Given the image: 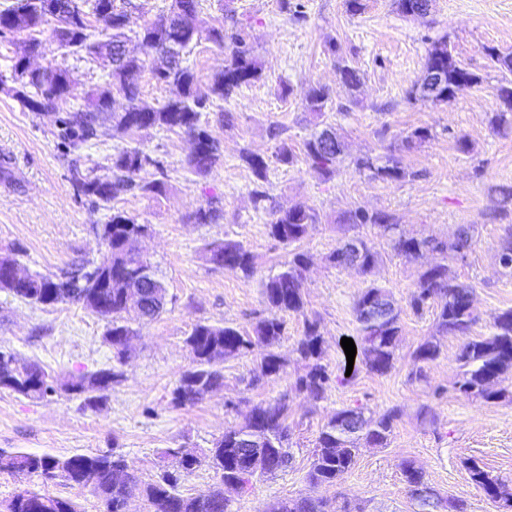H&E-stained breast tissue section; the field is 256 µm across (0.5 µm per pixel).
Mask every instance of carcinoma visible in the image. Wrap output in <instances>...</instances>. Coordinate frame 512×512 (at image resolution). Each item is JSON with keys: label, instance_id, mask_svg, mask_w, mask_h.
Returning <instances> with one entry per match:
<instances>
[{"label": "carcinoma", "instance_id": "cac0c4a2", "mask_svg": "<svg viewBox=\"0 0 512 512\" xmlns=\"http://www.w3.org/2000/svg\"><path fill=\"white\" fill-rule=\"evenodd\" d=\"M133 9L132 0H14L1 8L0 38L24 34L27 40L24 55L11 60L9 74L0 71V92L12 97L24 111L54 116L56 136L67 156L97 137L100 115L110 112L113 126L121 132L160 128L186 133L197 142V150L188 155L186 166L194 174H204L224 154V141L201 121L202 113L210 108L213 101L229 100L242 86L259 80L263 75V65L247 41L244 23L231 9L225 11L224 23L219 27L210 25L202 16L200 0H171L167 12L137 26L133 21ZM92 17L102 26L104 38L91 39ZM47 26L50 27V37L44 40L41 35ZM132 34L141 44L144 55L126 51ZM203 39L226 51L224 70L213 74L205 84L184 59L186 50ZM49 44L78 59L99 57L107 49H121L118 57L112 58L109 83L85 93L74 112L66 108V104L76 98L67 70L48 66L45 72L40 73L38 69L24 65L29 56L44 55ZM150 55L160 59V64L152 67L153 78L176 90L175 96L159 108H149L139 102V79ZM423 71H437L443 77L434 94L427 93L420 81L412 86L410 97L423 103H445L482 82L481 76L453 58L445 42L432 44ZM337 72L349 89L359 87L361 80L355 68L342 61ZM114 89L127 100V107L122 112L112 111ZM328 99V89L314 87L305 98L304 110L320 116ZM498 100L502 109L495 113L492 125L499 128L512 125V80L501 82ZM284 134L285 129L280 125L268 128V137L276 141L272 160L250 151L241 152V160L254 176L252 197L259 209L265 208L269 199L266 183L271 161L281 165H291L295 161ZM430 137L428 128L417 127L399 143L389 145L386 154L366 155L354 160V169L373 180L413 181L419 173L403 163L401 153L420 147ZM343 150L344 144L332 127L314 132L304 142L308 167L322 177L336 173ZM70 171L77 195L104 206L128 194L158 197L167 191L163 163L138 146H127L112 154L110 165L102 169L88 166L76 157L71 160ZM221 217L223 210L214 199L193 215L197 224H215ZM321 220L316 209L300 202L286 210H271L269 234L290 247V251L288 261L262 281L266 314L257 319L248 331L226 325L196 324L186 339L196 366L179 377L172 391L174 406H194L204 399L206 389L224 386V371L220 364L226 358L259 355L260 376L251 379V386L263 378L284 374L285 360L271 347L283 335L285 314L303 317V332L295 342L294 352L305 363L306 370L295 379L291 391L318 403L326 399L332 384L343 386L348 383L345 375H335L321 363V321L307 315L303 291L310 258L293 248L306 236L309 226L319 224ZM341 222L349 230L372 226L378 236L389 241L394 251L412 261L424 259L433 252L465 255L474 242L476 228L474 224H462L455 236L447 240L409 238L399 232L398 221L393 215L370 213L361 208L346 212ZM146 231L147 225L116 210L100 229L105 247L100 261L88 262L76 271L60 274L35 273L22 287L6 285L4 290L21 300L42 306L82 305L107 321L105 341L121 355L125 340L134 335L123 319V314L131 310L128 292L144 285L152 293L150 304L142 310L143 321L156 319L166 305L164 282L152 264L130 248V242ZM379 258L373 243L355 233L341 238L327 261L336 269L351 268L366 277ZM205 259L217 268L240 273L245 278L251 277L256 268L255 256L242 243L233 240L207 246ZM498 259L502 267L512 270L511 224L503 229ZM472 295L474 288L470 284L448 277L447 266L430 264L420 272L409 305L417 315L425 305H436L435 327L439 335L462 339L457 356L460 373L455 389L467 399L489 402L505 396V391L495 389V384L504 372L512 370V310L497 316L491 335L474 340L470 338L476 322ZM370 304L376 306L378 317L375 320L365 315ZM354 313L358 323L357 338L354 339V368L376 375L386 374L396 360L401 310L385 288L371 283L358 294ZM439 355L440 347L434 340L426 339L420 343L412 353L415 365L412 377L424 378L425 366L436 361ZM121 377L122 372L115 366L100 369L71 378L66 383V390L83 395L91 402L103 398ZM1 389L40 400L55 392V380L41 365L21 363L13 354L0 351ZM289 411L288 396L284 395L252 406L244 425L224 429V434L213 443L207 454L216 482L207 492L197 495L181 490L182 477L193 472L198 465L196 460L143 482L130 471L121 454L57 457L0 448V473L35 477L44 486L42 490L19 491L3 505L4 512H80L75 500L49 491L50 486L87 490L101 501L112 502L115 509L127 493V484L114 479L117 471L128 472L132 486L140 488L149 512H230L228 493L234 490L232 484H239L240 494H246L256 475L282 472L291 463ZM395 417L394 411L375 415L359 405L333 413L316 439L308 472L310 484L315 488L335 485L354 467L361 443L378 446L387 443ZM465 470L469 480L482 488L490 499L503 498L501 480L492 477L478 461L468 460ZM401 472L420 512H439L441 509L466 512L462 501L442 498L435 493L428 485L423 470L414 462H402ZM273 512L363 510L348 501L331 510L323 498L299 497L278 502Z\"/></svg>", "mask_w": 512, "mask_h": 512}]
</instances>
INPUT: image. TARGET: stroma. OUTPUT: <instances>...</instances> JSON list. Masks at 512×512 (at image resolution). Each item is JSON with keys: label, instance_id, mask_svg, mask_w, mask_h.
Returning <instances> with one entry per match:
<instances>
[{"label": "stroma", "instance_id": "1", "mask_svg": "<svg viewBox=\"0 0 512 512\" xmlns=\"http://www.w3.org/2000/svg\"><path fill=\"white\" fill-rule=\"evenodd\" d=\"M298 2L305 15L300 23L283 12L280 0H201L204 17L213 22L223 20L225 6H232L246 22L254 52L264 63L261 80L203 113L224 141V155L207 175L187 171L191 142L181 133L150 128L121 134L107 123L97 139L83 146L82 155L101 165L118 148H144L166 167L168 191L162 197L126 195L110 208L76 197L68 160L53 135V117L21 110L0 94V158L9 160L12 174L11 180H0V256L15 258L32 273L74 269L100 258L104 247L98 231L118 209L148 225V234L134 247L167 287L166 308L155 320L144 323L125 314L135 336L121 362L104 340L106 320L76 304L44 307L0 289V350L22 362H38L61 384L40 400L0 390V448L52 456L117 452L144 481L159 474L165 449L186 448L201 462L183 478V489L195 494L209 490L214 473L204 456L214 440L225 428L242 425L253 405L286 393L305 371L293 352L303 322L290 316L275 347L287 362L286 376L250 388L246 382L257 367L256 356L231 358L223 363L221 390L190 408L170 403L180 375L194 366L185 343L194 325L250 329L265 312L262 280L288 258L287 247L268 233L267 211L254 205L253 177L240 159L245 149L272 155L275 144L267 130L277 123L286 128L297 158L290 166L271 163L270 204L285 209L303 202L323 217L309 228L300 247L311 260L304 292L309 314L322 322L324 364H342L341 340L357 333L353 306L367 282L391 292L403 309V331L389 373H359L347 385L332 386L327 399L317 404L291 397L290 420L297 429L290 467L257 476L247 494L233 496L231 512H270L280 500L304 496L345 497L362 503L365 512H415L401 476L406 460L423 469L440 495L465 501L468 512H503L468 480L464 463L479 461L512 494V371L498 381L506 398H464L454 388L460 341L438 336L441 355L427 365L426 380H410L413 350L437 336L431 308L419 315L407 308L421 263L397 255L368 226L359 232L380 254L370 277L330 267L325 257L346 233L339 216L355 208L393 214L402 232L415 238L449 239L460 225L472 224V249L466 257H448L447 265L449 276L475 289L473 335H489L496 317L512 309V272L498 261L512 207L500 209L497 195L500 186L512 184V129L499 131L491 123L500 110L496 88L502 74L488 56L492 47L512 51V0H434L431 13L418 19L399 13L394 0H362L356 13L345 0ZM438 40L446 41L452 55L479 74L482 83L437 105L411 100L409 91L422 75L427 50ZM332 41L359 71L357 90L339 80L337 61L327 52ZM39 62L69 69L80 95L105 85L110 71L106 61H78L54 49ZM315 86L330 91L322 124L335 127L345 143L346 161L329 179L311 171L300 156L314 122L303 103ZM419 126L428 128L431 137L404 156L418 173L414 181L383 183L352 168L351 158L384 154L390 142ZM461 138L468 151L459 150ZM213 197L221 202L223 219L194 223V211ZM227 239L255 255L251 278L205 262L206 246ZM116 364L123 379L98 402L62 387L72 376ZM426 404L434 409V423L421 417ZM357 405L377 414L396 411L387 445L361 446L353 469L336 486H311L307 474L320 427L336 410Z\"/></svg>", "mask_w": 512, "mask_h": 512}]
</instances>
